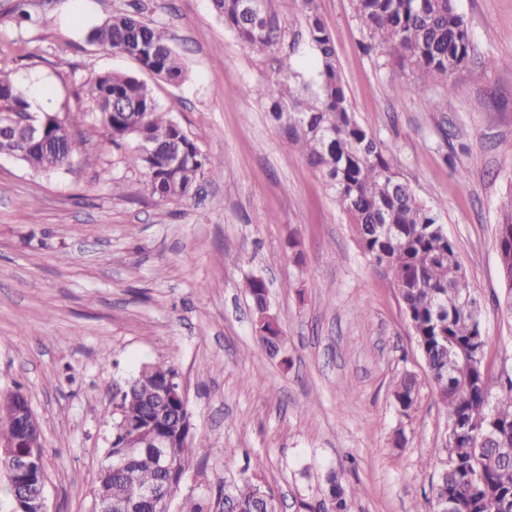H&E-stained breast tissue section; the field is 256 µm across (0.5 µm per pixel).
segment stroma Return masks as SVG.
<instances>
[{"label": "stroma", "mask_w": 512, "mask_h": 512, "mask_svg": "<svg viewBox=\"0 0 512 512\" xmlns=\"http://www.w3.org/2000/svg\"><path fill=\"white\" fill-rule=\"evenodd\" d=\"M130 2L29 0L32 21L20 27L12 0H0V67L19 85L49 88L47 108L77 113L97 156L50 175L0 157V393L22 389L41 424L49 512H92L112 388L158 360L186 389L193 444L210 449L171 512L215 504L245 471L284 512L320 497L332 472L357 490L351 512H415L440 468L447 423L394 282L269 120L264 99L277 76L210 0H140L188 74L178 86L146 83L203 152L224 160L205 173L201 201L150 198L131 149L112 148L87 92L95 74H141L134 59L87 38ZM318 7L358 122L437 206L482 306L487 361L495 372L511 367L495 226L512 202V69L503 65L512 0H457L472 53L447 87L365 52L352 0ZM401 84L407 93H396ZM427 97L439 108L426 109ZM254 275L267 283L291 368L254 332ZM407 372L420 392L403 415L392 390Z\"/></svg>", "instance_id": "obj_1"}]
</instances>
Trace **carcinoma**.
<instances>
[{
    "mask_svg": "<svg viewBox=\"0 0 512 512\" xmlns=\"http://www.w3.org/2000/svg\"><path fill=\"white\" fill-rule=\"evenodd\" d=\"M211 2L225 28L246 49L275 60L283 79L266 96L270 120L320 175L362 253L384 268L398 288L428 377L447 415V460L432 485L425 512H440L450 501L453 512H512V371H501L498 390L492 391L484 365L481 309L455 243L443 231L435 207L415 195L392 167L383 144L357 122L317 0H298L306 44L317 63L308 73L297 69L296 41L282 52L285 33L268 15L265 0ZM353 7L367 35L365 48L381 51L420 74L424 82H448L469 61L470 30L455 0H353ZM88 39L133 58L142 71L172 85L185 80L167 30L145 21L138 12L112 15L94 26ZM88 91L112 145L138 143L132 161L146 176L147 191L155 201L198 198L201 177L223 166V160L201 150L137 77L98 73L90 79ZM29 111L27 95L11 74L0 70V116L10 124L8 140L0 142V149L43 174L69 167L76 159L89 161L86 141L72 132L76 119L40 112L51 141L44 147L30 140L23 128L22 117ZM173 146L182 155L177 164L169 156ZM495 233L506 284L499 310L512 324V206L504 210ZM247 288L254 318L271 314L265 281L253 276ZM258 333L264 343H282L277 322H265ZM175 373L164 361L141 365L133 381L119 392L122 415L116 422H125L126 429L113 428L106 450L108 456L121 454L127 436L136 433L147 441L162 431L171 441L167 449L171 469L159 467L155 449L145 448L130 457L122 472L101 466L94 498L134 508L143 488L180 485L194 455L210 452L182 446L177 424L188 410L156 393L157 384ZM417 396L416 378L404 374L393 389L396 405L406 412ZM25 406L26 396L20 391L0 395L1 470L13 468L16 456L29 453L27 443L36 428L18 414ZM43 476L35 466L6 485V493L32 496ZM326 484L323 497L302 502L305 512H350V493L342 475H329ZM265 495L245 474L227 487L224 507L265 512Z\"/></svg>",
    "mask_w": 512,
    "mask_h": 512,
    "instance_id": "carcinoma-1",
    "label": "carcinoma"
}]
</instances>
